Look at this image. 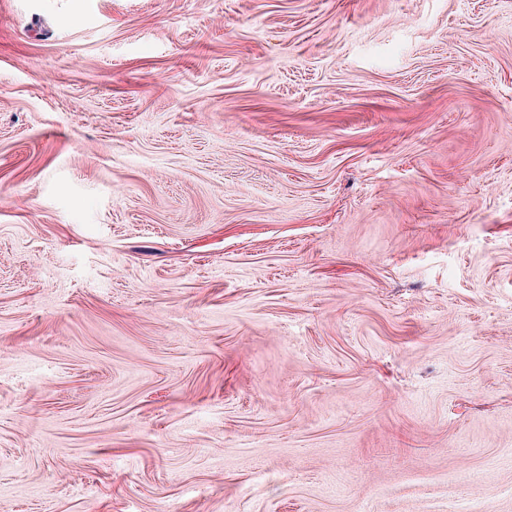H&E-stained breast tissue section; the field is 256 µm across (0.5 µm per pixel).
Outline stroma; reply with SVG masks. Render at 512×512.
I'll return each mask as SVG.
<instances>
[{
	"instance_id": "stroma-1",
	"label": "stroma",
	"mask_w": 512,
	"mask_h": 512,
	"mask_svg": "<svg viewBox=\"0 0 512 512\" xmlns=\"http://www.w3.org/2000/svg\"><path fill=\"white\" fill-rule=\"evenodd\" d=\"M0 512H512V0H0Z\"/></svg>"
}]
</instances>
